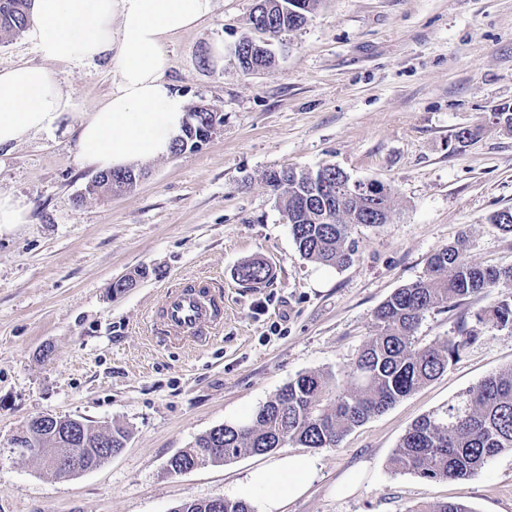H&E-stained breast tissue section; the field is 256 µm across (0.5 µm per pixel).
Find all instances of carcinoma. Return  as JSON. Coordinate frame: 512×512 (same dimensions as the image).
<instances>
[{"mask_svg":"<svg viewBox=\"0 0 512 512\" xmlns=\"http://www.w3.org/2000/svg\"><path fill=\"white\" fill-rule=\"evenodd\" d=\"M275 17L261 12L251 16L252 27L269 29L268 39L304 27L312 18L318 0H279ZM33 0H0V37L19 35L30 22ZM273 54L264 51L247 56L245 72L269 68ZM214 111L196 107L173 152L194 149L212 132ZM341 171L322 166L315 171L271 170L265 181L281 192L284 215L300 254L307 260L344 267L354 261L351 239L355 224L387 223L391 210L376 208L379 190L362 182L358 191L343 199L321 194V187L340 178ZM139 173L120 169L101 173L87 192L120 194L132 190ZM465 239L439 249L428 262L425 277L396 289L376 310V330L362 346L343 384L325 371L298 374L242 425L224 424L197 438L182 453L177 465H187L199 453L204 461L223 463L243 454H265L277 448H334L353 428L384 412L400 399L435 380L448 370L465 348L479 339V326L492 323L512 330V295L474 314L475 325L458 327L457 335L419 346L415 331L426 313L451 309L490 288L512 287V266L482 267L464 257ZM245 284H260L271 277L269 266L260 260L243 263L237 269ZM110 449L118 454L130 438V430L114 425ZM102 430L89 423L59 440H46L51 462L46 469L59 475L56 465L69 464L83 449L86 467L99 459L98 439ZM512 448V368L494 373L475 387L458 395L447 405L422 417L403 435L393 454L400 469L421 478L455 480L468 478L488 461ZM171 512H253L243 500H224L216 510L207 500H187ZM416 512H471L459 503L422 505Z\"/></svg>","mask_w":512,"mask_h":512,"instance_id":"carcinoma-1","label":"carcinoma"}]
</instances>
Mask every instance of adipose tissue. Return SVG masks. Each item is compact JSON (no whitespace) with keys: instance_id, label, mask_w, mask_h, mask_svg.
Masks as SVG:
<instances>
[{"instance_id":"obj_1","label":"adipose tissue","mask_w":512,"mask_h":512,"mask_svg":"<svg viewBox=\"0 0 512 512\" xmlns=\"http://www.w3.org/2000/svg\"><path fill=\"white\" fill-rule=\"evenodd\" d=\"M214 0H34L30 35L43 62L0 71V148L71 121L87 165L124 169L170 154L186 120V103L165 75V41L200 26ZM112 63V92L90 112L71 114L48 63ZM312 460L280 457L253 470L238 487L242 500L279 512L313 478Z\"/></svg>"}]
</instances>
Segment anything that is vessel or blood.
Masks as SVG:
<instances>
[{"instance_id": "vessel-or-blood-1", "label": "vessel or blood", "mask_w": 512, "mask_h": 512, "mask_svg": "<svg viewBox=\"0 0 512 512\" xmlns=\"http://www.w3.org/2000/svg\"><path fill=\"white\" fill-rule=\"evenodd\" d=\"M223 314L224 297L213 282L169 292L161 308L167 334L192 338Z\"/></svg>"}]
</instances>
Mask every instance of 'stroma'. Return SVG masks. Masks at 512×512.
<instances>
[{
	"mask_svg": "<svg viewBox=\"0 0 512 512\" xmlns=\"http://www.w3.org/2000/svg\"><path fill=\"white\" fill-rule=\"evenodd\" d=\"M256 3L216 0L209 20L165 42L174 90L224 120L200 148L139 164L131 192L88 193L96 171L62 128L0 149V193L27 210L26 223L0 225V512H171L186 499L233 498L293 446L178 476L168 459L246 422L299 373L343 376L378 306L423 277L441 247L463 236L469 262L512 265V234L489 221L512 208V128L491 118L512 110V0H319L307 26L273 41L274 65L247 75L234 47L251 34ZM47 66L76 111L112 91L109 60ZM464 128L478 138L457 143ZM322 165L391 190L390 220L354 227L357 257L343 268L300 255L265 183L272 169ZM257 257L271 278L240 282L238 267ZM141 270L146 278L113 294L115 279ZM210 278L224 285L223 324L203 345L162 341L151 311L170 290ZM506 294L427 313L419 344L456 335ZM510 367L512 331L482 327L443 375L339 446L312 450L314 478L281 512L436 502L512 512V449L465 480H426L392 461L419 418ZM46 413L120 422L132 435L104 465L57 477L8 450L24 421ZM361 463L359 489L337 497Z\"/></svg>",
	"mask_w": 512,
	"mask_h": 512,
	"instance_id": "stroma-1",
	"label": "stroma"
}]
</instances>
